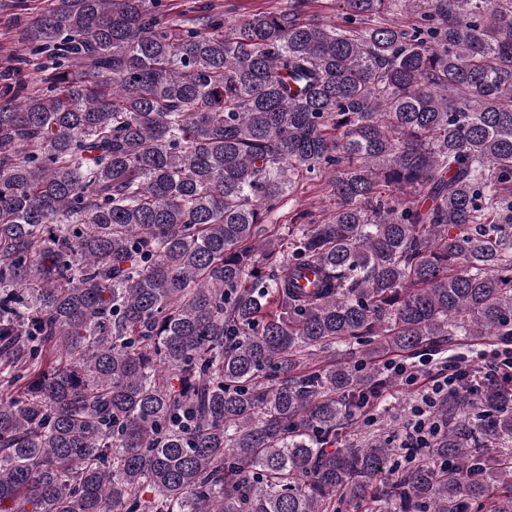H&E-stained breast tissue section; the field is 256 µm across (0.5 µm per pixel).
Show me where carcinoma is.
Listing matches in <instances>:
<instances>
[{"mask_svg":"<svg viewBox=\"0 0 512 512\" xmlns=\"http://www.w3.org/2000/svg\"><path fill=\"white\" fill-rule=\"evenodd\" d=\"M50 0L0 91V512H512V388L422 458L390 356L512 344V0ZM396 15L410 20L398 22ZM332 209L273 221L303 179Z\"/></svg>","mask_w":512,"mask_h":512,"instance_id":"1","label":"carcinoma"}]
</instances>
